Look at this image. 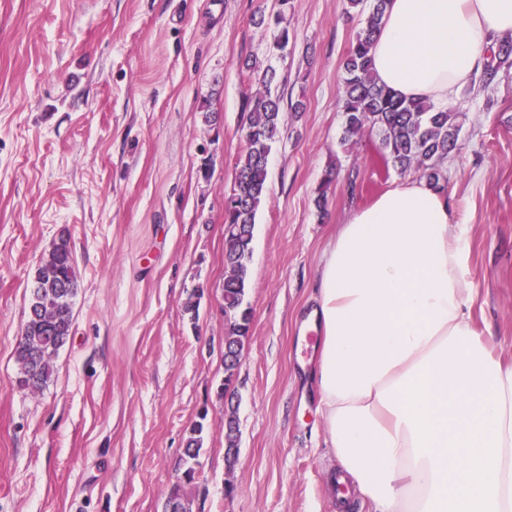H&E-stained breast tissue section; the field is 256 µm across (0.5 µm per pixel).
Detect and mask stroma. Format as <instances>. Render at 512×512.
Returning <instances> with one entry per match:
<instances>
[{"mask_svg": "<svg viewBox=\"0 0 512 512\" xmlns=\"http://www.w3.org/2000/svg\"><path fill=\"white\" fill-rule=\"evenodd\" d=\"M277 0H0V512H164L190 428L204 424L191 512H370L339 504L316 412L310 327L324 251L400 175L377 137L341 144L343 63L364 16L291 0L285 59L258 13ZM288 81L249 262L250 339L224 379V196L243 149L240 64ZM220 114L205 125L201 106ZM443 163L472 227L473 314L512 360V70L460 95ZM336 168L335 188L316 206ZM79 292L41 392L16 384L29 277L59 237ZM206 287L196 320L183 305ZM238 428L224 460V413Z\"/></svg>", "mask_w": 512, "mask_h": 512, "instance_id": "35a3bbf8", "label": "stroma"}]
</instances>
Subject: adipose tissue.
<instances>
[{
    "instance_id": "ef3b65f1",
    "label": "adipose tissue",
    "mask_w": 512,
    "mask_h": 512,
    "mask_svg": "<svg viewBox=\"0 0 512 512\" xmlns=\"http://www.w3.org/2000/svg\"><path fill=\"white\" fill-rule=\"evenodd\" d=\"M512 37V0H390L380 82L447 109ZM470 227L426 180L354 210L325 252L312 313L318 411L374 512H512V365L474 327Z\"/></svg>"
}]
</instances>
